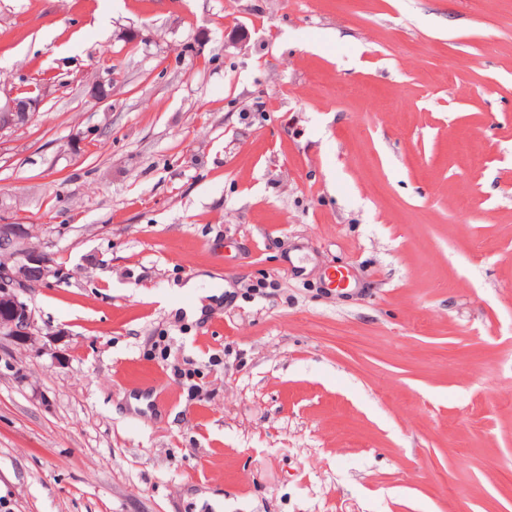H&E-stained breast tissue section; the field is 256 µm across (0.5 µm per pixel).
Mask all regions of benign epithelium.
Returning <instances> with one entry per match:
<instances>
[{
	"instance_id": "benign-epithelium-1",
	"label": "benign epithelium",
	"mask_w": 512,
	"mask_h": 512,
	"mask_svg": "<svg viewBox=\"0 0 512 512\" xmlns=\"http://www.w3.org/2000/svg\"><path fill=\"white\" fill-rule=\"evenodd\" d=\"M46 90L32 97L8 92L0 98V138L26 124L41 107ZM30 229L24 224H0V254L11 258L0 266V335L28 346L34 342L35 318L25 295L53 275L50 242L29 244Z\"/></svg>"
}]
</instances>
